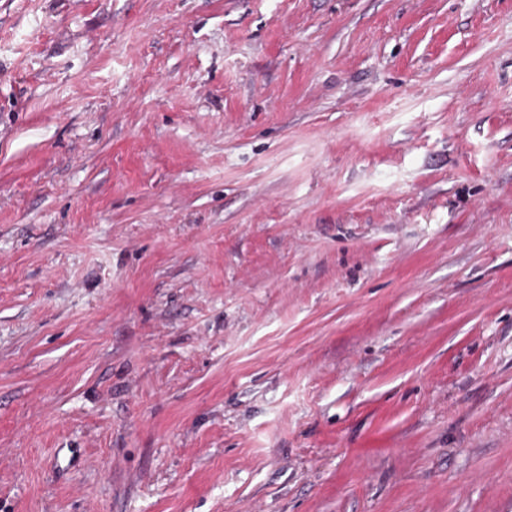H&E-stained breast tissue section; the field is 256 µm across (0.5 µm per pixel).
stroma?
I'll return each instance as SVG.
<instances>
[{
    "mask_svg": "<svg viewBox=\"0 0 512 512\" xmlns=\"http://www.w3.org/2000/svg\"><path fill=\"white\" fill-rule=\"evenodd\" d=\"M0 512H512V0H0Z\"/></svg>",
    "mask_w": 512,
    "mask_h": 512,
    "instance_id": "stroma-1",
    "label": "stroma"
}]
</instances>
